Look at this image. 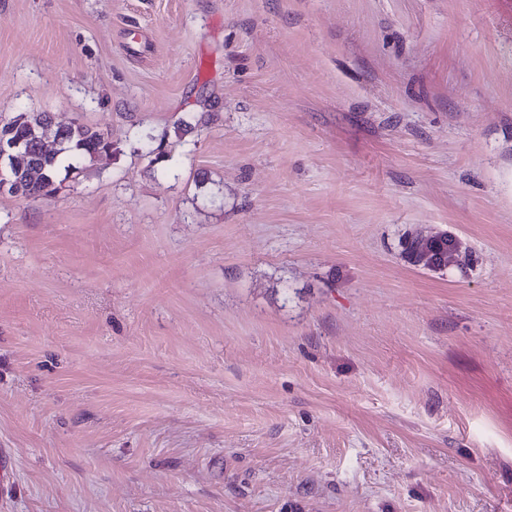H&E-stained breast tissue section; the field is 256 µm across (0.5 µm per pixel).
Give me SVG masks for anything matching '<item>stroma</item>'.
Segmentation results:
<instances>
[{
    "instance_id": "obj_1",
    "label": "stroma",
    "mask_w": 512,
    "mask_h": 512,
    "mask_svg": "<svg viewBox=\"0 0 512 512\" xmlns=\"http://www.w3.org/2000/svg\"><path fill=\"white\" fill-rule=\"evenodd\" d=\"M18 112L0 512H512V0H0ZM51 117L46 112H18L0 127V154L15 156L11 162L12 176L23 189L20 196L31 199L51 198L57 194L61 183L57 181L58 171L63 163L72 173L80 174L81 162L96 155L112 151V142L100 131L82 123L58 128L54 132L52 148L46 145V135L51 126ZM25 150V153H23ZM63 155L64 159L60 156ZM74 162H77L75 165ZM8 168L0 167V190L17 191ZM422 237V240L424 243H426L429 240H445L448 242V265L446 266H437V267H431L429 269H441L445 267H450L455 265L459 260L462 258V251H461V243L459 242L458 237L447 231H443L440 233L430 234V235H420Z\"/></svg>"
}]
</instances>
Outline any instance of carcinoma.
<instances>
[{
  "mask_svg": "<svg viewBox=\"0 0 512 512\" xmlns=\"http://www.w3.org/2000/svg\"><path fill=\"white\" fill-rule=\"evenodd\" d=\"M50 126L47 112H18L0 127V133L26 139L25 153L11 162L13 179L26 198L55 196L60 189L57 177L61 165L79 174V163L112 151V142L103 133L82 123L56 129L49 147L45 138Z\"/></svg>",
  "mask_w": 512,
  "mask_h": 512,
  "instance_id": "cac0c4a2",
  "label": "carcinoma"
}]
</instances>
